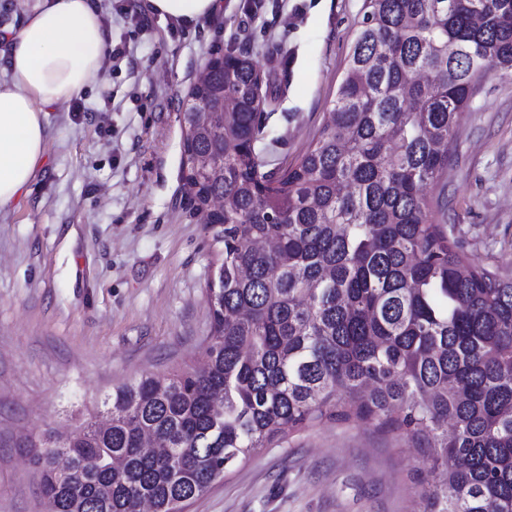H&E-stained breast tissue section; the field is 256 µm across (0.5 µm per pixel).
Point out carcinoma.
<instances>
[{
  "label": "carcinoma",
  "instance_id": "cac0c4a2",
  "mask_svg": "<svg viewBox=\"0 0 512 512\" xmlns=\"http://www.w3.org/2000/svg\"><path fill=\"white\" fill-rule=\"evenodd\" d=\"M490 70L512 76V0H364L330 119L274 179L256 150L261 72L224 56L183 112L214 92L237 103L224 134L183 146L224 160L205 177L224 198L209 336L42 441V512H184L256 450L331 420L405 434L423 512H512V280L472 263L424 193Z\"/></svg>",
  "mask_w": 512,
  "mask_h": 512
}]
</instances>
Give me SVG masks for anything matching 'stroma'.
I'll return each mask as SVG.
<instances>
[{"label": "stroma", "instance_id": "obj_1", "mask_svg": "<svg viewBox=\"0 0 512 512\" xmlns=\"http://www.w3.org/2000/svg\"><path fill=\"white\" fill-rule=\"evenodd\" d=\"M96 83L49 108L28 193L0 209V512H40L36 445L72 433L113 386L192 358L210 331L212 235L182 187L181 113L214 53L263 76L267 170L295 164L330 117L363 0H219L194 27L146 0H99ZM437 223L512 279V78L480 80L450 147ZM402 434L327 422L263 448L186 512H422Z\"/></svg>", "mask_w": 512, "mask_h": 512}]
</instances>
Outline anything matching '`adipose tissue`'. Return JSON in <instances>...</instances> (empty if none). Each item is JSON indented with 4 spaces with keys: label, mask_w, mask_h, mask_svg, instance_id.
<instances>
[{
    "label": "adipose tissue",
    "mask_w": 512,
    "mask_h": 512,
    "mask_svg": "<svg viewBox=\"0 0 512 512\" xmlns=\"http://www.w3.org/2000/svg\"><path fill=\"white\" fill-rule=\"evenodd\" d=\"M182 26L210 16L216 0H148ZM108 48L97 0H35L0 42V208L30 185L42 162L46 109L92 87Z\"/></svg>",
    "instance_id": "obj_1"
}]
</instances>
